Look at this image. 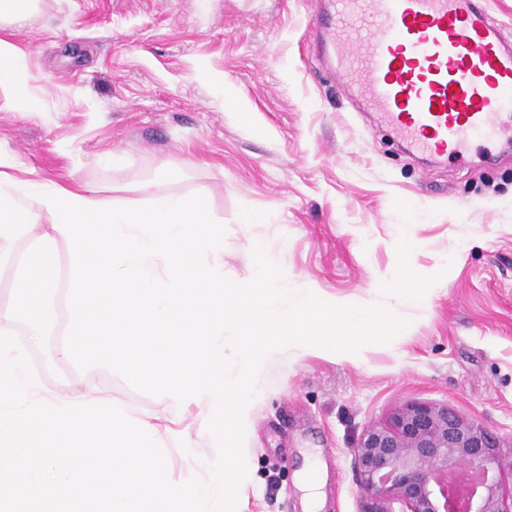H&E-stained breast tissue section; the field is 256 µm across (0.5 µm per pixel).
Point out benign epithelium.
I'll return each mask as SVG.
<instances>
[{
  "label": "benign epithelium",
  "mask_w": 512,
  "mask_h": 512,
  "mask_svg": "<svg viewBox=\"0 0 512 512\" xmlns=\"http://www.w3.org/2000/svg\"><path fill=\"white\" fill-rule=\"evenodd\" d=\"M353 453L360 512H512L498 438L446 405L392 409Z\"/></svg>",
  "instance_id": "1"
}]
</instances>
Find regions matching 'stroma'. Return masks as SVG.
<instances>
[{"label": "stroma", "mask_w": 512, "mask_h": 512, "mask_svg": "<svg viewBox=\"0 0 512 512\" xmlns=\"http://www.w3.org/2000/svg\"><path fill=\"white\" fill-rule=\"evenodd\" d=\"M331 10V0H41L0 33L26 55L39 100L35 116L0 110V151L17 164L103 196L134 199L144 184L203 195L226 230L228 278H251L257 241L289 283L411 321L388 345L337 358L292 347L267 362L237 512H304L314 456L319 512H360L353 449L367 425L410 401L453 407L512 455V142L428 161L390 139L317 45L311 21ZM230 93L245 111L227 108ZM247 211L264 221L243 226ZM405 239L434 287L422 305L391 287ZM52 309L32 362L56 391L83 373L55 355L63 312ZM92 378L128 416L158 408L116 373ZM167 412L194 450L164 449L181 483L213 441L195 406Z\"/></svg>", "instance_id": "stroma-1"}]
</instances>
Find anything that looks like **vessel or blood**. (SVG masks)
<instances>
[{
	"label": "vessel or blood",
	"mask_w": 512,
	"mask_h": 512,
	"mask_svg": "<svg viewBox=\"0 0 512 512\" xmlns=\"http://www.w3.org/2000/svg\"><path fill=\"white\" fill-rule=\"evenodd\" d=\"M337 73L415 149L448 160L511 138L512 51L478 0H334L316 22Z\"/></svg>",
	"instance_id": "1"
}]
</instances>
